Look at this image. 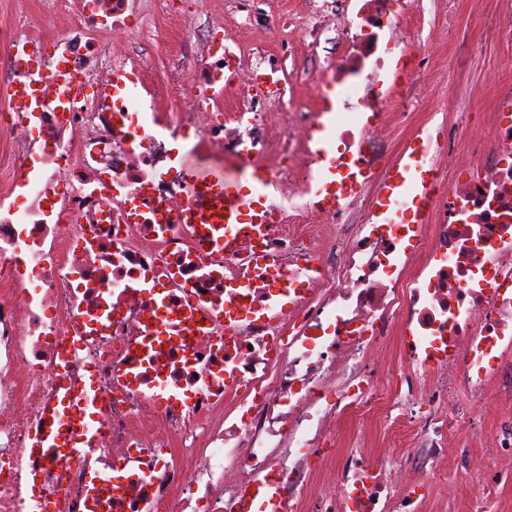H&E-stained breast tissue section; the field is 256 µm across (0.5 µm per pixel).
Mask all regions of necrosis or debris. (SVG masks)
Returning a JSON list of instances; mask_svg holds the SVG:
<instances>
[{
	"instance_id": "1",
	"label": "necrosis or debris",
	"mask_w": 512,
	"mask_h": 512,
	"mask_svg": "<svg viewBox=\"0 0 512 512\" xmlns=\"http://www.w3.org/2000/svg\"><path fill=\"white\" fill-rule=\"evenodd\" d=\"M234 4L265 48L220 22L158 25L163 82L121 42L171 0H15L0 15V88L35 52L82 89L52 85L39 111L0 114V512H40L47 491L58 512H246L256 486L286 512H428L464 480L470 512H485L512 480V417L487 436L478 417L512 404V89L487 131L460 118L434 131L412 118L416 79L447 84L455 65L406 0ZM38 26L65 36L45 42ZM327 40L335 56L305 68ZM306 81L314 106L290 108ZM174 95L181 111L163 106ZM325 130L334 206L313 189ZM411 152L429 173L424 210L383 196ZM208 158L274 190L268 221L228 250L186 221V162ZM90 377L92 466L31 456L46 405ZM379 428L390 452L371 446Z\"/></svg>"
}]
</instances>
